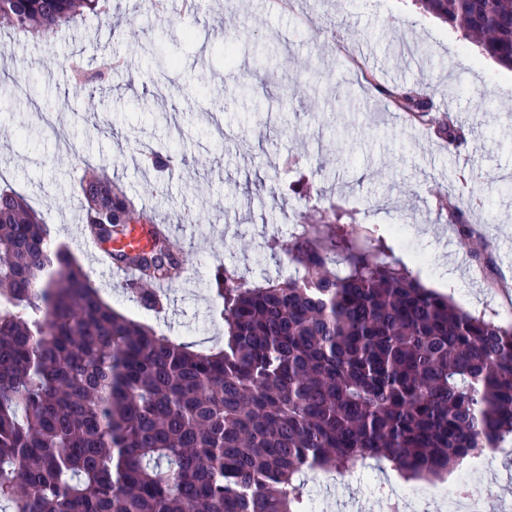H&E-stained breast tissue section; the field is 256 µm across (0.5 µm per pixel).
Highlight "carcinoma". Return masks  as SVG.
Wrapping results in <instances>:
<instances>
[{
	"mask_svg": "<svg viewBox=\"0 0 512 512\" xmlns=\"http://www.w3.org/2000/svg\"><path fill=\"white\" fill-rule=\"evenodd\" d=\"M512 70V0H417ZM107 0H0L25 36L67 26ZM113 69L105 60L89 76ZM424 117L414 86L386 91ZM448 145L464 135L438 127ZM83 230L109 241L138 223L130 198L86 171ZM450 220L474 239L461 209ZM339 208L271 249L293 266L263 286H211L224 347L203 351L106 303L67 247L14 190L0 191V512H311L306 481L386 461L405 479L446 476L465 456L512 434V324L476 316L385 259L369 224ZM142 280L126 290L160 306L148 282L187 263L169 239L150 252L112 251Z\"/></svg>",
	"mask_w": 512,
	"mask_h": 512,
	"instance_id": "obj_1",
	"label": "carcinoma"
}]
</instances>
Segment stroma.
<instances>
[{"mask_svg": "<svg viewBox=\"0 0 512 512\" xmlns=\"http://www.w3.org/2000/svg\"><path fill=\"white\" fill-rule=\"evenodd\" d=\"M111 25L79 23L51 37L14 41L0 23L1 189L22 194L117 311L168 336L207 348L224 341L210 281L216 265L252 287L285 276V256L266 235H289L301 216L336 202L382 233L406 225L423 256L422 280L448 269V298L473 314L507 320L512 306V71L464 45L459 30L416 0H183L158 12L151 0H111ZM175 56L170 67L165 57ZM127 62L93 84L72 63L95 70L105 57ZM417 84L467 134L451 149L432 129L395 111L380 87ZM147 142L168 158L148 169ZM299 157L309 196L286 191ZM106 168L160 224L173 225L188 256L184 279L162 288L154 314L100 266L80 233L85 164ZM470 199V226L491 241L504 288L474 273L458 225L439 211L442 193ZM193 211L199 223H178ZM415 482L389 470L327 477L319 512H389L387 490ZM474 512H512V450L487 454L471 488Z\"/></svg>", "mask_w": 512, "mask_h": 512, "instance_id": "obj_1", "label": "stroma"}]
</instances>
